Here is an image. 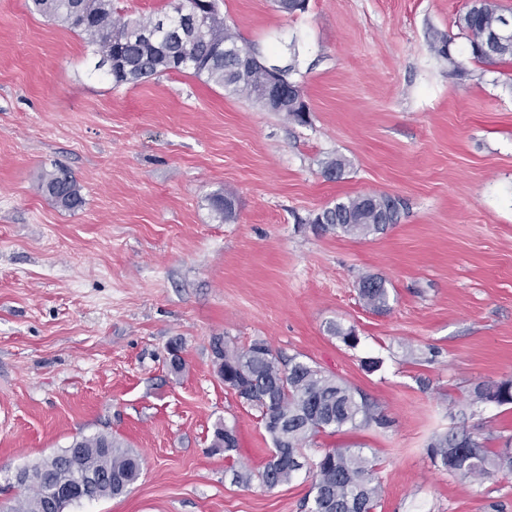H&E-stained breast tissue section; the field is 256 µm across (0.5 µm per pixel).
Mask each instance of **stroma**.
<instances>
[{
    "label": "stroma",
    "mask_w": 512,
    "mask_h": 512,
    "mask_svg": "<svg viewBox=\"0 0 512 512\" xmlns=\"http://www.w3.org/2000/svg\"><path fill=\"white\" fill-rule=\"evenodd\" d=\"M470 3L307 0L289 15L218 0L301 87L299 123L190 74L114 85L77 32L0 0V499L16 504L19 469L109 432L140 455L137 481L67 512H308L311 475L235 482L273 445L225 388L219 338L266 342L367 397L383 424L304 453L373 455L376 512H512V475L463 482L427 453L452 428L492 451L512 438L511 404L470 401L476 383L512 380V58L472 56L457 25ZM58 165L77 211L40 188ZM218 191L234 220L212 210ZM381 192L403 203L384 233L315 222ZM368 274L387 280L390 313L362 306ZM220 423L236 451L212 447Z\"/></svg>",
    "instance_id": "stroma-1"
}]
</instances>
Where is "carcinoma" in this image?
<instances>
[{
	"mask_svg": "<svg viewBox=\"0 0 512 512\" xmlns=\"http://www.w3.org/2000/svg\"><path fill=\"white\" fill-rule=\"evenodd\" d=\"M36 10L79 33L93 54L99 57L95 69L105 70L112 83L137 84L170 73H191L238 95L264 103V72L246 66L240 56L225 50L235 46L253 55L241 45V36L224 24L216 0L202 8L200 0H181L184 9H197L198 31L190 40L179 41L181 16L174 12L161 18L114 16L112 0H32ZM502 11L493 0H477L462 15L458 25L469 34L474 58L487 61L493 53L501 59L512 57V39L493 45L480 40L483 30L497 26ZM292 86L288 119L304 122L306 113L293 101L303 96ZM42 191L59 207L75 211L84 199L71 174L58 168L46 174ZM211 203L225 221L234 218L232 198L228 194L212 196ZM399 210L386 194L349 197L322 212L317 218L323 230L339 231L354 238L384 232L397 222ZM363 305L376 314L390 311V292L380 276L369 275L358 283ZM214 352L224 386L241 401L260 412L265 432L273 443L272 455L259 471L261 483L274 489L291 482L299 468L291 456L302 451L318 435L367 426L375 419L372 405L359 392L332 376L302 361L283 364L265 342L247 348H232L217 341ZM474 403L512 404V380L479 382L470 392ZM81 456L65 467L47 457L31 467L32 478L20 483L29 494L18 501L13 512H48L53 489L61 482L83 479L100 472L112 474V495L122 494L133 484L141 470V458L109 433L78 439ZM212 447L231 452L237 447L235 431L224 425L214 430ZM428 453L435 464L464 481L470 478L492 479L512 475V439L504 448L491 451L466 430L450 431L434 437ZM312 473V505L309 512H374L381 496L375 481V461L359 448H328L318 457H303Z\"/></svg>",
	"mask_w": 512,
	"mask_h": 512,
	"instance_id": "carcinoma-1",
	"label": "carcinoma"
}]
</instances>
